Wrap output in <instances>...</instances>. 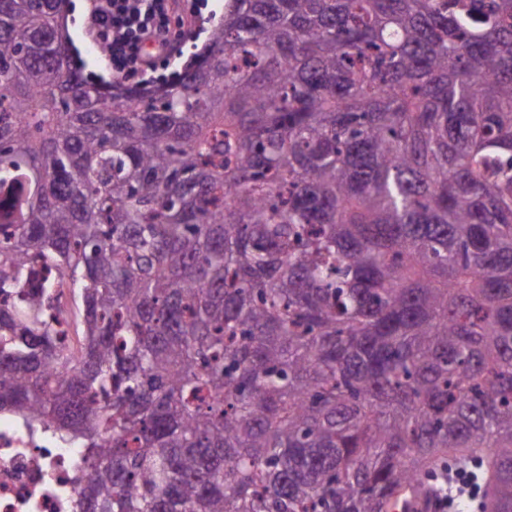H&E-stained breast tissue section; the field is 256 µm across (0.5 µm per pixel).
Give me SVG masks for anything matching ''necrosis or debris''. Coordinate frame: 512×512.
<instances>
[{"mask_svg":"<svg viewBox=\"0 0 512 512\" xmlns=\"http://www.w3.org/2000/svg\"><path fill=\"white\" fill-rule=\"evenodd\" d=\"M84 451L15 414L0 413V512H77Z\"/></svg>","mask_w":512,"mask_h":512,"instance_id":"4bbe7bcc","label":"necrosis or debris"}]
</instances>
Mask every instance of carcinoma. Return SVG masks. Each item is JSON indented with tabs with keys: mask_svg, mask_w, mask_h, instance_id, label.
<instances>
[{
	"mask_svg": "<svg viewBox=\"0 0 512 512\" xmlns=\"http://www.w3.org/2000/svg\"><path fill=\"white\" fill-rule=\"evenodd\" d=\"M65 14L0 0V412L79 512H512V0H224L153 90ZM408 507L412 512H436L453 507V502L448 496V506L444 504L443 497H427L422 490H418L408 499Z\"/></svg>",
	"mask_w": 512,
	"mask_h": 512,
	"instance_id": "1",
	"label": "carcinoma"
}]
</instances>
